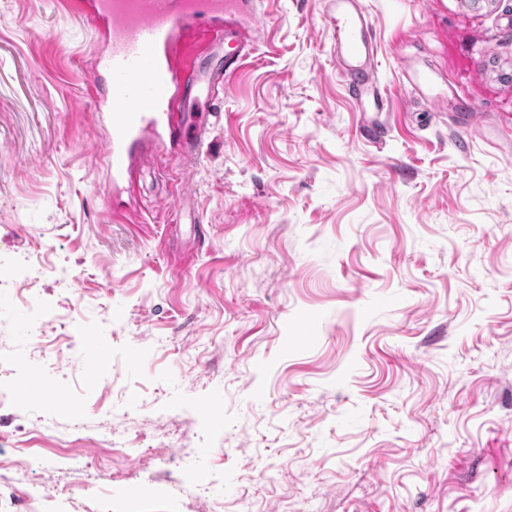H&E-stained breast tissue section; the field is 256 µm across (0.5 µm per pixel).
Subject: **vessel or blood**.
<instances>
[{"label":"vessel or blood","instance_id":"1","mask_svg":"<svg viewBox=\"0 0 512 512\" xmlns=\"http://www.w3.org/2000/svg\"><path fill=\"white\" fill-rule=\"evenodd\" d=\"M95 22L109 51L102 66L112 78L103 160L113 183L146 163L147 131L180 141L198 158L208 138L204 123L184 125L188 92L205 111L218 108L224 80L263 33L255 0H72ZM336 63L360 111L380 112L388 97L377 69L375 36L359 0H324Z\"/></svg>","mask_w":512,"mask_h":512}]
</instances>
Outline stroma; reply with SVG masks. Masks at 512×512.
<instances>
[{
  "label": "stroma",
  "instance_id": "35a3bbf8",
  "mask_svg": "<svg viewBox=\"0 0 512 512\" xmlns=\"http://www.w3.org/2000/svg\"><path fill=\"white\" fill-rule=\"evenodd\" d=\"M361 5L384 111L259 0L116 192L91 24L0 0V512H512V0Z\"/></svg>",
  "mask_w": 512,
  "mask_h": 512
}]
</instances>
